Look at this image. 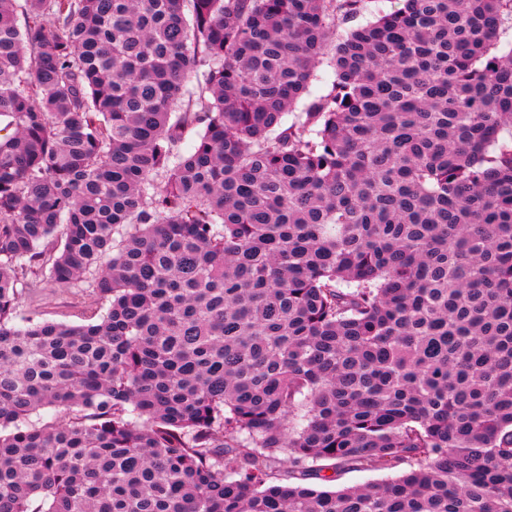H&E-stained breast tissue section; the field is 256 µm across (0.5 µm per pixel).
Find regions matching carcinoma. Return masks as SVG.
<instances>
[{
  "mask_svg": "<svg viewBox=\"0 0 512 512\" xmlns=\"http://www.w3.org/2000/svg\"><path fill=\"white\" fill-rule=\"evenodd\" d=\"M509 29L0 0V512H512ZM29 276L106 311L19 325ZM332 469H326L324 474L326 475H334L335 480L332 482H322L320 480L312 479L311 482L315 486H330V487H351V486H359L368 482H376L384 480L390 476H394V474H386V473H373L367 471H342L336 470V473H333Z\"/></svg>",
  "mask_w": 512,
  "mask_h": 512,
  "instance_id": "carcinoma-1",
  "label": "carcinoma"
}]
</instances>
